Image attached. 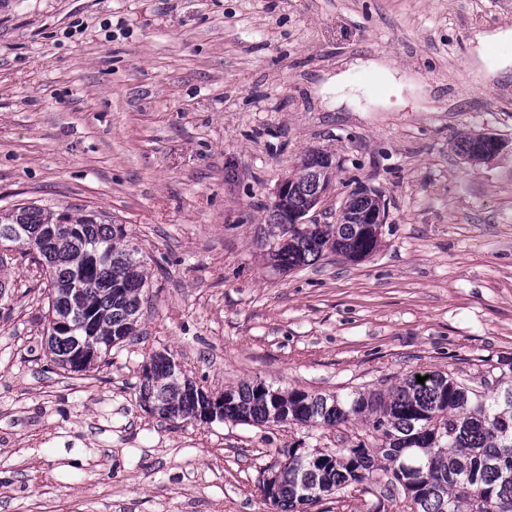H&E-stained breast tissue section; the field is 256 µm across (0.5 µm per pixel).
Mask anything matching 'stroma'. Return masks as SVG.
<instances>
[{
  "instance_id": "stroma-1",
  "label": "stroma",
  "mask_w": 512,
  "mask_h": 512,
  "mask_svg": "<svg viewBox=\"0 0 512 512\" xmlns=\"http://www.w3.org/2000/svg\"><path fill=\"white\" fill-rule=\"evenodd\" d=\"M512 0H0V210L36 203L124 225L149 274L138 336L73 374L46 347L28 261L0 270V512H269L307 431L160 419L140 398L170 352L216 396L240 382L348 393L411 371H512ZM390 60L420 89L354 71ZM347 73L337 102L329 77ZM497 138L469 161L461 137ZM310 151L359 187L381 242L282 272L263 241L273 191ZM312 512H407L364 483Z\"/></svg>"
}]
</instances>
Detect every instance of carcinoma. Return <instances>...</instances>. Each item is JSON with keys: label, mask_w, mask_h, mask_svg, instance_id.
I'll list each match as a JSON object with an SVG mask.
<instances>
[{"label": "carcinoma", "mask_w": 512, "mask_h": 512, "mask_svg": "<svg viewBox=\"0 0 512 512\" xmlns=\"http://www.w3.org/2000/svg\"><path fill=\"white\" fill-rule=\"evenodd\" d=\"M476 137L459 143L472 162L490 159L475 150ZM288 194L291 211L316 207V185L298 171ZM267 255L290 271L312 265L327 252L358 261L378 246L376 224H286L272 205ZM30 257L42 267L48 290L46 345L51 359L74 373L103 361L112 345L134 335L141 296L148 287L145 262L122 224H105L89 212L51 210L35 204L0 213V268ZM410 373L385 393L283 392L262 383L224 390L214 410L174 357L152 358L140 392L162 419H216L241 423L288 422L307 429L360 425L349 448L334 452L288 449L271 469L275 491L265 496L277 512H312L347 488L387 478L401 487L409 512H512V378L500 375L488 393L432 371L420 384Z\"/></svg>", "instance_id": "carcinoma-1"}]
</instances>
